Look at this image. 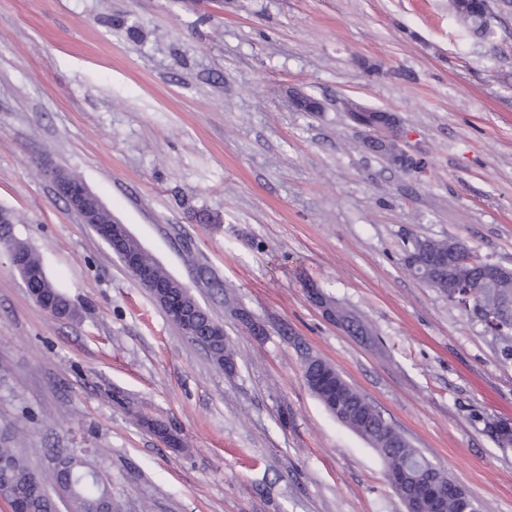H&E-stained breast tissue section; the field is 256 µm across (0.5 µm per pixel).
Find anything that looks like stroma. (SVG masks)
Masks as SVG:
<instances>
[{"mask_svg": "<svg viewBox=\"0 0 512 512\" xmlns=\"http://www.w3.org/2000/svg\"><path fill=\"white\" fill-rule=\"evenodd\" d=\"M489 4L481 39L448 0H0V207L76 310H44L0 250V446L38 473L79 452L119 512H405L307 387L309 356L482 512H512V447L489 427L512 423V335L403 264L413 240L452 238L512 269V0ZM347 100L396 113L417 167L365 147ZM56 170L223 325L234 372L83 224Z\"/></svg>", "mask_w": 512, "mask_h": 512, "instance_id": "35a3bbf8", "label": "stroma"}]
</instances>
